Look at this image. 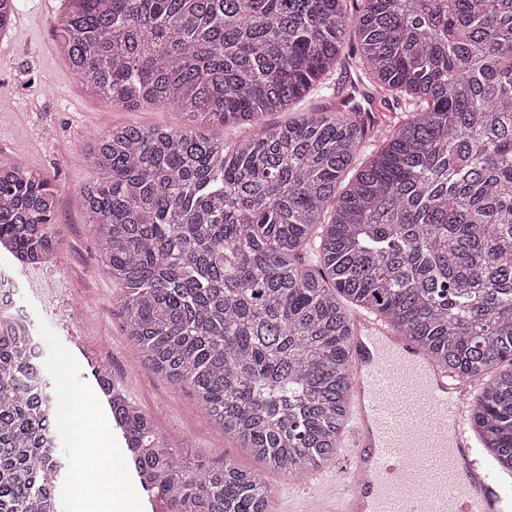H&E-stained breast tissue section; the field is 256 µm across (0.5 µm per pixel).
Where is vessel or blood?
Returning a JSON list of instances; mask_svg holds the SVG:
<instances>
[{
    "label": "vessel or blood",
    "mask_w": 512,
    "mask_h": 512,
    "mask_svg": "<svg viewBox=\"0 0 512 512\" xmlns=\"http://www.w3.org/2000/svg\"><path fill=\"white\" fill-rule=\"evenodd\" d=\"M351 377L344 474L328 496L299 481L304 512H503L468 430L474 382L361 311Z\"/></svg>",
    "instance_id": "1"
}]
</instances>
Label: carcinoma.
I'll return each mask as SVG.
<instances>
[{"label":"carcinoma","instance_id":"carcinoma-1","mask_svg":"<svg viewBox=\"0 0 512 512\" xmlns=\"http://www.w3.org/2000/svg\"><path fill=\"white\" fill-rule=\"evenodd\" d=\"M66 2L55 39L83 86L187 119L87 143L81 194L128 340L261 465H184L100 367L140 484L169 512H270L265 475L302 477L336 455L354 308L465 378L492 374L470 425L512 476V0ZM16 9L0 0V33ZM350 58L408 107L359 166L373 126L353 95L265 123L330 89ZM230 123L231 145L204 132ZM56 210L48 175L0 166V250L46 262ZM32 341L0 303V512H58Z\"/></svg>","mask_w":512,"mask_h":512}]
</instances>
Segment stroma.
Masks as SVG:
<instances>
[{"label":"stroma","instance_id":"obj_1","mask_svg":"<svg viewBox=\"0 0 512 512\" xmlns=\"http://www.w3.org/2000/svg\"><path fill=\"white\" fill-rule=\"evenodd\" d=\"M11 27L0 35V166L21 165L49 174L57 188L56 230L60 246L41 265L23 266L0 251V275L17 285L16 308L28 317L31 334L42 347L41 363L51 394L67 391L75 407L95 400L83 420L87 437L111 432L112 490L100 498L96 512H167L152 498L128 464L127 450L93 379L97 365L112 368V380L151 416L187 465L235 460L242 468L258 463L217 428L197 406L189 388L156 375L138 357L122 330L118 286L102 267L80 194L92 177L80 155L89 132L137 124L178 127L183 115L169 108H114L82 86L54 42L53 25L66 9L64 0H18ZM67 326L73 338L61 335ZM76 432L54 431L56 454L63 464L57 481L59 503L76 512L72 457Z\"/></svg>","mask_w":512,"mask_h":512}]
</instances>
